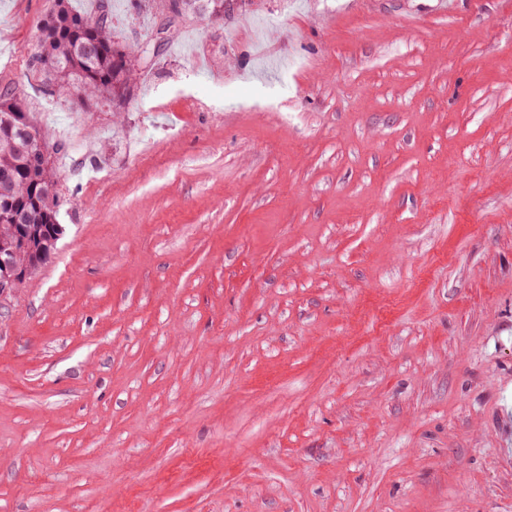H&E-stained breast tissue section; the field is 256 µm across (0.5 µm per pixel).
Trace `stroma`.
Wrapping results in <instances>:
<instances>
[{
	"label": "stroma",
	"mask_w": 512,
	"mask_h": 512,
	"mask_svg": "<svg viewBox=\"0 0 512 512\" xmlns=\"http://www.w3.org/2000/svg\"><path fill=\"white\" fill-rule=\"evenodd\" d=\"M0 88L64 234L0 296V512H512V0H109L129 104ZM169 13L174 16L182 15L188 11H207L209 18L223 19L224 0H159ZM165 8V7H164ZM165 8V9H166Z\"/></svg>",
	"instance_id": "1"
}]
</instances>
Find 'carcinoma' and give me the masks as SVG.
Wrapping results in <instances>:
<instances>
[{
	"instance_id": "obj_1",
	"label": "carcinoma",
	"mask_w": 512,
	"mask_h": 512,
	"mask_svg": "<svg viewBox=\"0 0 512 512\" xmlns=\"http://www.w3.org/2000/svg\"><path fill=\"white\" fill-rule=\"evenodd\" d=\"M175 16L205 11L224 18V0H160ZM42 38L30 63V75L48 97L108 102L123 108L132 97L137 66L147 58L144 47L127 49L112 37L105 3L96 14H81L70 0H53L41 22ZM64 149L49 142L33 120L21 94L0 90V254L14 255L22 274L14 287L48 263L63 233L59 177L52 153Z\"/></svg>"
}]
</instances>
